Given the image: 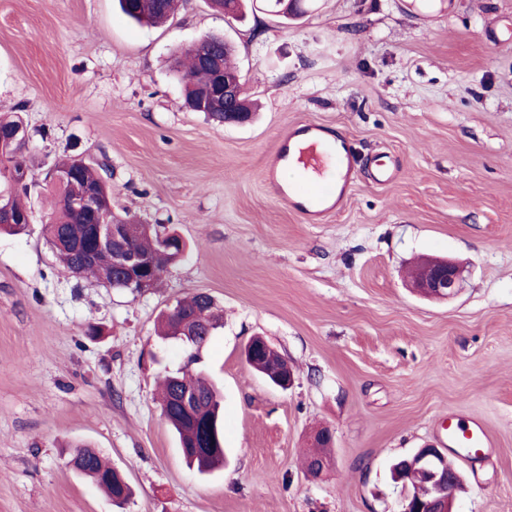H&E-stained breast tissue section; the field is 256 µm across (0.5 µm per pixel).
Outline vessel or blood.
<instances>
[{
    "label": "vessel or blood",
    "instance_id": "vessel-or-blood-1",
    "mask_svg": "<svg viewBox=\"0 0 512 512\" xmlns=\"http://www.w3.org/2000/svg\"><path fill=\"white\" fill-rule=\"evenodd\" d=\"M296 154L301 156L306 165L319 172L326 165H333L335 179L279 185L280 168ZM357 175L358 161L349 146H337L334 131L317 123H302L290 128L266 167V178L275 184L280 200L301 212L310 224L319 223L340 210ZM446 430L448 448L455 458L466 461L476 459L491 445L487 430L478 421L465 422L452 414L446 420Z\"/></svg>",
    "mask_w": 512,
    "mask_h": 512
}]
</instances>
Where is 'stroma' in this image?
<instances>
[{
  "instance_id": "35a3bbf8",
  "label": "stroma",
  "mask_w": 512,
  "mask_h": 512,
  "mask_svg": "<svg viewBox=\"0 0 512 512\" xmlns=\"http://www.w3.org/2000/svg\"><path fill=\"white\" fill-rule=\"evenodd\" d=\"M207 35L235 47L251 124L183 105L174 59ZM13 112L30 222L0 233V512H400L393 461L445 448L451 413L493 441L461 463L457 512H512V0H311L288 21L265 0L240 21L183 0L159 27L117 0H0V114ZM308 122L361 163L320 224L264 176ZM62 155L104 166L114 214L185 239L156 288L60 265L42 228ZM380 163L393 182L372 181ZM428 256L464 266L453 299L408 288ZM199 292L224 313L204 357L227 464L209 474L186 464L154 399L185 362L157 317ZM256 335L292 366L290 389L246 364ZM319 427L334 445L313 478ZM77 443L126 475L124 508L67 466Z\"/></svg>"
}]
</instances>
